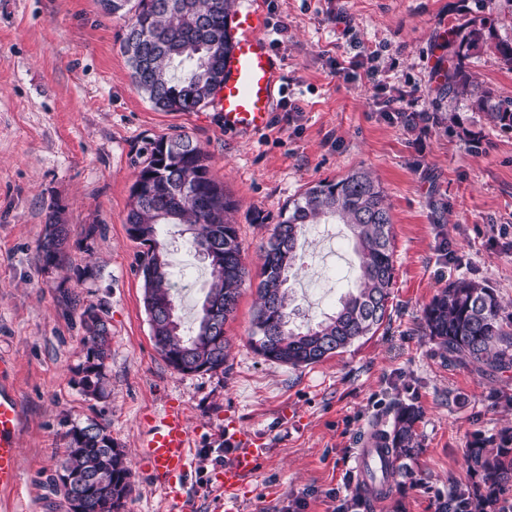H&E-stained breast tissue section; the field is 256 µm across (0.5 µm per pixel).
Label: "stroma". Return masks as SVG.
<instances>
[{
	"mask_svg": "<svg viewBox=\"0 0 512 512\" xmlns=\"http://www.w3.org/2000/svg\"><path fill=\"white\" fill-rule=\"evenodd\" d=\"M455 0H234L266 16L281 72L269 127L225 133L215 105L161 112L136 88L121 48L125 22L98 0H0V357L19 399V480L0 489V512H69L56 484L72 423H106L132 471L125 512H172L138 453L151 416L181 401L197 461L187 512H224L210 486L224 419L265 442L269 454L247 481L241 512H333L330 494L362 484L344 463L395 403L421 413L411 476L359 512H439L464 484V450L512 427V370L484 375L448 363L420 328L422 311L449 280L494 288L512 318V132L440 93L436 70L460 15ZM467 67L496 98L512 99V70L489 52ZM377 67L378 80L366 77ZM453 112V125L394 120ZM189 134L209 155L210 176L231 212L251 277L225 326L224 371L182 374L154 346L127 233L131 189L152 142ZM479 139L480 150L469 142ZM354 170L373 174L393 222L390 319L322 362L292 368L250 346L260 246L289 199ZM49 224L70 227L68 259L42 270L38 243ZM163 236L179 313L191 323L209 275L189 233ZM302 268L290 279L294 325L333 314L354 285L346 225L307 227ZM94 307L111 330L106 396H85L80 314Z\"/></svg>",
	"mask_w": 512,
	"mask_h": 512,
	"instance_id": "35a3bbf8",
	"label": "stroma"
}]
</instances>
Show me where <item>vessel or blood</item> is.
Segmentation results:
<instances>
[{"instance_id":"vessel-or-blood-1","label":"vessel or blood","mask_w":512,"mask_h":512,"mask_svg":"<svg viewBox=\"0 0 512 512\" xmlns=\"http://www.w3.org/2000/svg\"><path fill=\"white\" fill-rule=\"evenodd\" d=\"M265 21L255 11H241L229 19L233 48L224 63V83L216 94V105L228 134L248 135L264 129L271 118L279 79ZM19 407L15 396L0 390V488L16 484L19 477L17 428ZM224 435L238 446L234 455L215 472L214 482L224 494V512H237L241 491L269 450L235 421L224 423ZM361 476L369 489L389 459L374 443L354 449ZM142 457L160 482L168 501L182 505L187 478L194 467L192 434L182 402L169 401L155 413L142 443Z\"/></svg>"}]
</instances>
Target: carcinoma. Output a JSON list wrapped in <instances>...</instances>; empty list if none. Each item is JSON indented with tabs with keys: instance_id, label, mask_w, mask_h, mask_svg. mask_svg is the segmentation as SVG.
<instances>
[{
	"instance_id": "1",
	"label": "carcinoma",
	"mask_w": 512,
	"mask_h": 512,
	"mask_svg": "<svg viewBox=\"0 0 512 512\" xmlns=\"http://www.w3.org/2000/svg\"><path fill=\"white\" fill-rule=\"evenodd\" d=\"M107 14L127 17L122 49L132 79L152 105L162 112H194L215 97L224 82V61L208 52V44L224 40L233 0H100ZM491 52L512 70V43L495 39L486 19L472 17L448 36V68L440 73L443 91L469 102L491 125L512 131V99L494 101L490 89L466 70L465 60L476 52ZM175 154L162 157L153 143L139 171L153 176V193L131 200L127 231L148 232L138 256L146 313L158 309L152 336L169 366L180 362L186 372L224 369L229 340L224 325L236 311L240 289L250 276L243 261L237 229L230 220L233 204L209 175V157L191 137H168ZM334 219L348 226L358 259L353 290L336 312L304 330L290 327L288 277L300 270L298 241L310 224ZM166 224H183L193 231L195 251L224 253V264L210 266V277L194 328L186 331L176 317L168 250L160 241ZM64 225H46L39 243L42 265L64 261ZM257 288L258 303L250 344L267 360L295 367L319 363L360 338L377 331L390 318L388 302L394 279L392 218L379 184L359 170L335 180H322L288 205L263 248ZM501 302L488 284L467 278L448 282L425 306L421 329L448 361L465 360L483 374L512 368V323L501 321ZM85 361L79 384L93 398L104 396L109 328L93 307L81 314ZM390 425L374 434L386 450L393 471L407 475L408 462L420 448L421 413L412 404L393 406ZM68 448L57 479L68 503L78 495L90 500L88 512H121L132 493L131 471L124 452L113 446L108 427L95 421L76 423L67 431ZM469 482L448 492L439 512H490L507 503L512 490V428L464 450ZM117 498L106 497L107 491Z\"/></svg>"
}]
</instances>
